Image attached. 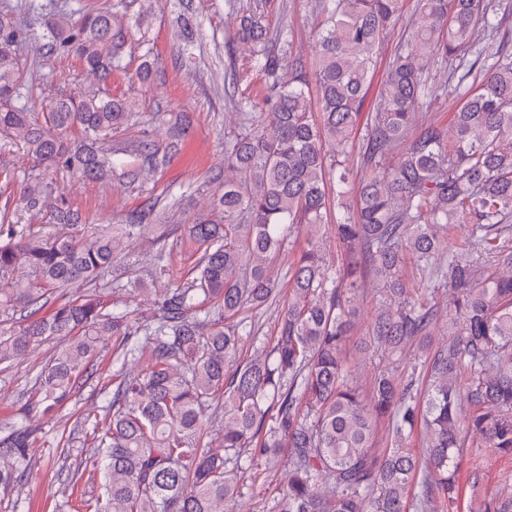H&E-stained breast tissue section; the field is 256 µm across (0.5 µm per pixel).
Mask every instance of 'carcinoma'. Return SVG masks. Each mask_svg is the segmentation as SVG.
Returning <instances> with one entry per match:
<instances>
[{"mask_svg": "<svg viewBox=\"0 0 512 512\" xmlns=\"http://www.w3.org/2000/svg\"><path fill=\"white\" fill-rule=\"evenodd\" d=\"M402 2L316 0L324 23L311 72L250 6L237 8L233 42L248 51L249 71L264 77L267 111L224 136V168L210 179L223 222L198 214L183 225L198 261L134 318L107 309L95 288L75 299L68 290L104 280L122 245L160 222L155 205L84 235L86 218L51 173L91 180L114 173L112 139L134 131L140 112L135 100L112 95L108 81L125 70L135 32L145 47L137 78L155 80L150 19L161 0H114L77 23H48L47 54L77 57L94 83L40 115L28 106L32 78L17 7L0 3V151L16 148L33 161L18 207L0 219V364L60 341L27 407L29 415L46 413L93 374L103 340H119V382L91 423L93 453L81 461L103 472V492L85 497L83 512H224V503L243 496L245 475L260 466L271 472L285 455L288 473L271 512H454L466 444L512 456V5L415 0L408 38L367 112L377 53L402 19ZM178 9L189 47V4L180 0ZM449 57L458 66L442 93L459 107L441 125L422 112L424 75ZM165 125L164 142L129 140L138 167L124 175L170 162L188 121L176 115ZM355 143L366 172L355 209L336 214L343 256L336 286L315 243L329 187L338 201L349 192ZM44 212L53 234L31 228ZM455 224L471 231L467 247L450 252ZM289 242L301 246L288 308L273 344L242 359V337L258 342L242 315L276 295L269 265ZM444 253L453 312L443 323L401 266L409 254L426 262ZM367 278L379 286L370 345L383 360L368 402L345 356L353 299ZM50 300L54 309L37 316ZM19 310L34 319L16 324ZM412 346L426 354L423 388L415 364L399 377L398 357ZM381 422L392 444L375 455ZM34 435L29 426L0 431V484L32 465ZM416 435L419 453L411 448Z\"/></svg>", "mask_w": 512, "mask_h": 512, "instance_id": "obj_1", "label": "carcinoma"}]
</instances>
